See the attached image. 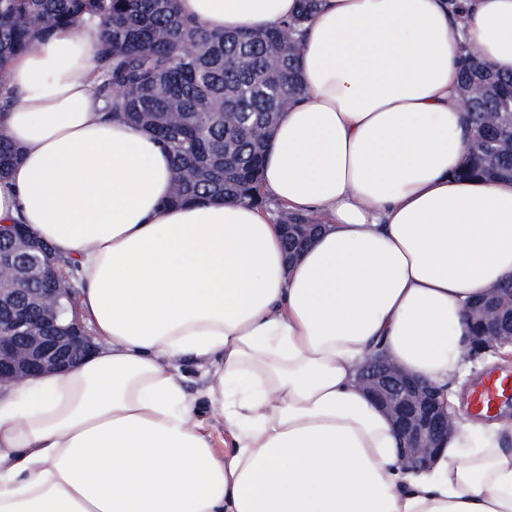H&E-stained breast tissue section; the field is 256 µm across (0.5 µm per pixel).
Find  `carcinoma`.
Listing matches in <instances>:
<instances>
[{"instance_id":"carcinoma-1","label":"carcinoma","mask_w":512,"mask_h":512,"mask_svg":"<svg viewBox=\"0 0 512 512\" xmlns=\"http://www.w3.org/2000/svg\"><path fill=\"white\" fill-rule=\"evenodd\" d=\"M318 0H299L294 18L262 32L210 29L186 18L179 0H0V113L13 92L9 65L33 41L96 22L101 27L94 92L104 110L149 130L172 158L168 199L179 204L235 198L268 207L262 192L264 137L270 118L302 91L298 33ZM460 86L488 89L468 113L471 150L458 176L512 179V75H500L469 52ZM20 151L0 134V178ZM288 250H301L315 219L283 207ZM40 262L16 255L24 269L18 288H68L65 274L45 273L58 255L40 244Z\"/></svg>"}]
</instances>
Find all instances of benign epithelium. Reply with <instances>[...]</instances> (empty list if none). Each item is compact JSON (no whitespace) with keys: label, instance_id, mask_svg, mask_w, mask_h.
<instances>
[{"label":"benign epithelium","instance_id":"7a95c632","mask_svg":"<svg viewBox=\"0 0 512 512\" xmlns=\"http://www.w3.org/2000/svg\"><path fill=\"white\" fill-rule=\"evenodd\" d=\"M16 263L0 255V385L44 372L61 371L96 347L78 320L64 323L71 303L68 288H16ZM491 333L469 337L471 356L497 354L512 347V306L493 293L475 312ZM361 386L386 410L395 431L403 438L401 462L410 469H426L438 445L453 428L450 408L439 400L425 380L411 376L382 355L367 361L359 373Z\"/></svg>","mask_w":512,"mask_h":512}]
</instances>
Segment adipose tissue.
<instances>
[{
  "instance_id": "ef3b65f1",
  "label": "adipose tissue",
  "mask_w": 512,
  "mask_h": 512,
  "mask_svg": "<svg viewBox=\"0 0 512 512\" xmlns=\"http://www.w3.org/2000/svg\"><path fill=\"white\" fill-rule=\"evenodd\" d=\"M320 0L302 96L266 140L263 189L321 228L287 260L239 200L167 205L153 135L103 119L97 25L9 66L0 131L22 150L0 224L22 219L79 271L97 348L0 386V512H512V421L456 419L430 469L357 383L384 354L451 406L472 365L468 301L512 282V182L461 180L466 52L512 74V0ZM262 31L298 0H179ZM208 368L201 393L176 365ZM228 431L216 448L198 403Z\"/></svg>"
}]
</instances>
